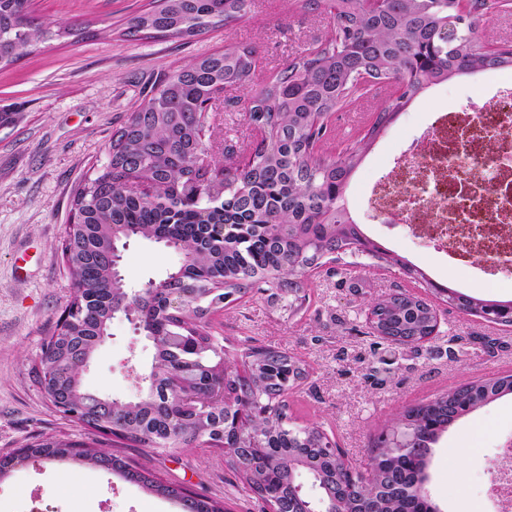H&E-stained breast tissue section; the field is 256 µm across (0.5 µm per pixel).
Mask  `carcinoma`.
Masks as SVG:
<instances>
[{"instance_id":"carcinoma-1","label":"carcinoma","mask_w":512,"mask_h":512,"mask_svg":"<svg viewBox=\"0 0 512 512\" xmlns=\"http://www.w3.org/2000/svg\"><path fill=\"white\" fill-rule=\"evenodd\" d=\"M332 21L329 37L293 57L277 76L251 89L261 67L256 47L227 44L164 75L150 95L112 133L106 163L75 193V220L61 243L73 294L45 341L38 384L48 399L62 396L80 410V421L105 436L138 448L226 450L228 465L245 482L261 510L281 503L290 477L307 472L332 494L347 487L345 512H428L418 492L428 457L462 416L512 394V376L453 387L395 415L391 432L409 435L415 447L372 445L371 472L362 482L339 449L315 425H297L285 394L307 378L304 361L269 346H248L232 358L211 331L216 307L226 297L262 286L268 298L298 309L308 273L344 257L370 256L401 264L370 243L344 204L345 190L363 154L386 124L433 85L488 69L512 70V45L491 47L479 33L484 0H292ZM251 0H154L127 22V35L190 38L244 18ZM78 24L35 15L32 0H0V66H7L48 40L77 36ZM369 85L390 88L388 104L375 112L357 140L335 152L329 147L333 112ZM249 90L245 118L261 134L245 164L196 154L211 148L214 112L224 110V91ZM149 184L155 193L135 192ZM147 239L181 256L166 278L133 300L122 275L112 272L115 246ZM189 289L180 311L169 297ZM376 337L419 340L436 327V309L414 294L387 295L371 303ZM138 315V329L151 341L149 384L131 399L87 389L84 363L93 359L113 312ZM227 376L234 411L256 409L244 430L224 425L225 404L211 406L207 375ZM30 457L75 460L118 473L159 496L182 501L184 512H223L217 502L188 497L144 468L98 444L48 441L0 459V475Z\"/></svg>"}]
</instances>
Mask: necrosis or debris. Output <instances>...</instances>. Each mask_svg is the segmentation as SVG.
<instances>
[{
  "mask_svg": "<svg viewBox=\"0 0 512 512\" xmlns=\"http://www.w3.org/2000/svg\"><path fill=\"white\" fill-rule=\"evenodd\" d=\"M474 86L462 111L435 117L414 161L374 187L371 205L449 256L512 265V79Z\"/></svg>",
  "mask_w": 512,
  "mask_h": 512,
  "instance_id": "necrosis-or-debris-1",
  "label": "necrosis or debris"
}]
</instances>
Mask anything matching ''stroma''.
<instances>
[{"label": "stroma", "instance_id": "1", "mask_svg": "<svg viewBox=\"0 0 512 512\" xmlns=\"http://www.w3.org/2000/svg\"><path fill=\"white\" fill-rule=\"evenodd\" d=\"M147 0H34L36 15L84 23L77 40L49 41L0 68V456L48 438L89 440L80 424L56 411L39 389L32 367L72 294L61 251L71 219L73 193L93 166L107 160L113 131L121 127L158 80L193 58L225 43L260 47L259 76L271 80L295 53L324 41L328 15L291 8L287 0H254L247 17L190 39H139L126 22ZM473 91L469 79L434 86L398 112L352 176L347 205L366 235L384 250L426 273L410 278L400 266L378 261L369 267L326 264L312 271L306 300L297 312L250 293L221 315L229 351L262 344L302 358L309 376L288 393L298 422L322 427L356 470H365L375 438L393 414L448 387L512 374V325L489 323L437 298L433 285L494 301L512 300V275L495 283L471 266L442 262L423 242L390 237L386 224L362 206L366 186L389 170L396 148L418 135L425 111L458 106ZM243 92L226 91L212 143L225 153L247 152L257 133L243 114ZM386 88L344 105L332 116L336 137L356 139ZM175 255L142 241L124 251L120 272L139 284L159 279ZM410 292L433 299L436 338L418 347H394L370 333L372 299ZM111 335L83 375L86 388L126 399L137 395L120 363L151 362L153 349L133 325L114 320ZM512 438V394L457 420L429 459L426 488L439 512H500L493 493L502 448ZM106 451L142 466L161 480L224 503L230 512H260L248 489L214 448L152 453L106 444ZM463 462L448 471L449 451ZM0 512H183L180 503L144 491L109 471L78 462L29 461L0 479Z\"/></svg>", "mask_w": 512, "mask_h": 512}]
</instances>
